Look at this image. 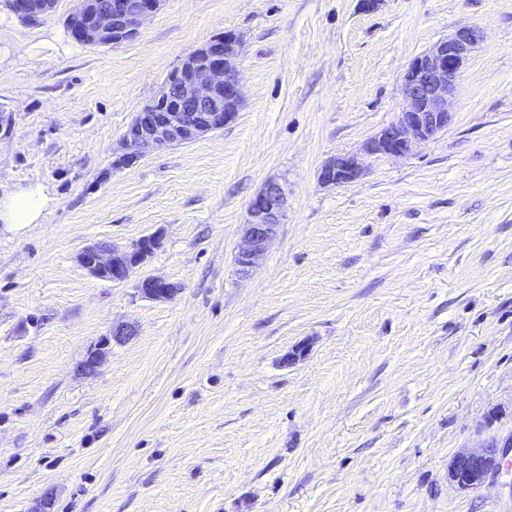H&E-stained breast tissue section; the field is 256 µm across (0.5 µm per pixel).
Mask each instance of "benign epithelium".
<instances>
[{
    "label": "benign epithelium",
    "instance_id": "7a95c632",
    "mask_svg": "<svg viewBox=\"0 0 512 512\" xmlns=\"http://www.w3.org/2000/svg\"><path fill=\"white\" fill-rule=\"evenodd\" d=\"M79 2V8L67 17L72 37L84 45L102 46L120 44L136 35L143 22L158 10L161 0H110L105 9L95 8L94 0ZM477 41L476 29L461 27L411 61L403 76L407 105L393 123L367 142V154L404 155L418 143L429 141L448 128L457 80ZM238 47L237 37L226 33L187 56L130 123L123 136L126 153L115 164L130 165L152 151L193 142L224 128L229 120L224 106L236 109L241 99L235 65ZM170 102L177 104L178 111L156 117L157 106ZM361 174L362 164L357 156L341 155L325 163L321 181L349 185ZM285 205L284 192L276 182L266 183L250 201L249 220L244 225L246 246L237 256L239 271L248 272L264 252L281 224ZM160 244L158 232L128 248L95 242L78 254V261L96 278L123 282ZM136 289L150 300L171 299L179 291L177 285L160 277H146L138 282ZM133 335L134 329L129 324L112 327L108 336L88 350L81 363L82 371L96 372L106 361L112 343H123ZM511 452L507 443L494 444L489 438L481 447L464 451L455 458L449 482L459 489H479L496 474V462Z\"/></svg>",
    "mask_w": 512,
    "mask_h": 512
}]
</instances>
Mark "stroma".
I'll return each instance as SVG.
<instances>
[{
    "mask_svg": "<svg viewBox=\"0 0 512 512\" xmlns=\"http://www.w3.org/2000/svg\"><path fill=\"white\" fill-rule=\"evenodd\" d=\"M76 6L31 25L0 0V199L46 201L0 223V512H512V474L448 481L458 452L512 437V0H163L117 46L74 41ZM464 26L480 41L447 130L365 154L412 59ZM227 33L242 103L223 129L113 167ZM346 154L359 181L323 184ZM270 180L285 217L243 274ZM156 231L127 281L78 262ZM148 276L179 293L143 298ZM122 322L133 339L80 372ZM45 199L41 192L29 189L0 201V222L3 224H34L40 217Z\"/></svg>",
    "mask_w": 512,
    "mask_h": 512,
    "instance_id": "obj_1",
    "label": "stroma"
}]
</instances>
